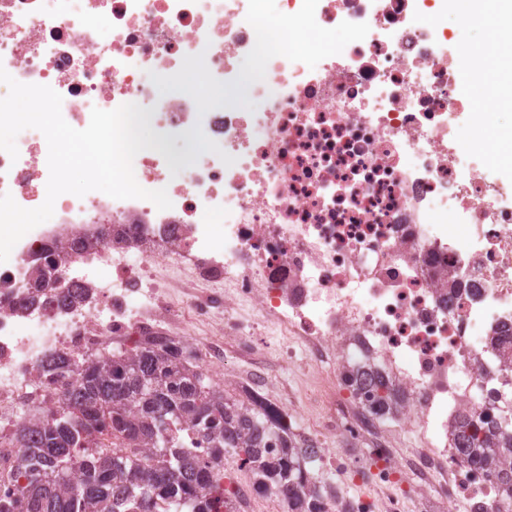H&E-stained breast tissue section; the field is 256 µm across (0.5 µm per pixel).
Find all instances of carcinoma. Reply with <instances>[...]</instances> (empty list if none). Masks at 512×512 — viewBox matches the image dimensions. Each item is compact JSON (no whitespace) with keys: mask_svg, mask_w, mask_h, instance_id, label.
<instances>
[{"mask_svg":"<svg viewBox=\"0 0 512 512\" xmlns=\"http://www.w3.org/2000/svg\"><path fill=\"white\" fill-rule=\"evenodd\" d=\"M47 248L37 255L35 302L55 284ZM41 373L73 375L61 402L43 419L18 423L21 474L18 497L0 502V512H233V500L215 471L229 454L252 474L253 485L288 496V512H323L330 486L307 466L319 444L294 431L279 409L262 396L231 394L207 381L196 356L148 337L130 352H114L73 366L48 355ZM353 397L384 421L398 396L374 364L350 375ZM512 406L474 417L460 413L453 423L455 454L477 465L494 497L512 504ZM183 427L208 440L214 456L200 458L179 446L172 430ZM104 431L133 447L124 460L104 452L96 435Z\"/></svg>","mask_w":512,"mask_h":512,"instance_id":"carcinoma-1","label":"carcinoma"}]
</instances>
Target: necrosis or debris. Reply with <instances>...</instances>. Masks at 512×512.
<instances>
[{
	"instance_id": "obj_1",
	"label": "necrosis or debris",
	"mask_w": 512,
	"mask_h": 512,
	"mask_svg": "<svg viewBox=\"0 0 512 512\" xmlns=\"http://www.w3.org/2000/svg\"><path fill=\"white\" fill-rule=\"evenodd\" d=\"M473 2L0 0V66L59 93L70 126L145 104L165 141L204 147L176 182L160 153L134 157L137 183L166 190L171 208L65 193L0 263V498L24 484L17 409L44 412L67 384L40 374L45 354L80 363L147 331L192 352V321L212 327L208 372L225 337L250 352L275 328L329 373L328 390L289 413L324 403L336 468L394 492L380 506L342 492L326 512H404L409 499L429 512L422 485L436 473L449 497L488 494L484 471L448 445L458 412L512 403V179L469 156L498 94L466 93L469 47L448 30L476 25ZM16 146L0 150V195L34 209L48 144L27 129ZM51 245L57 273L86 293L68 309L27 303ZM369 361L407 397L399 417L420 430L408 456L344 395L345 367Z\"/></svg>"
}]
</instances>
